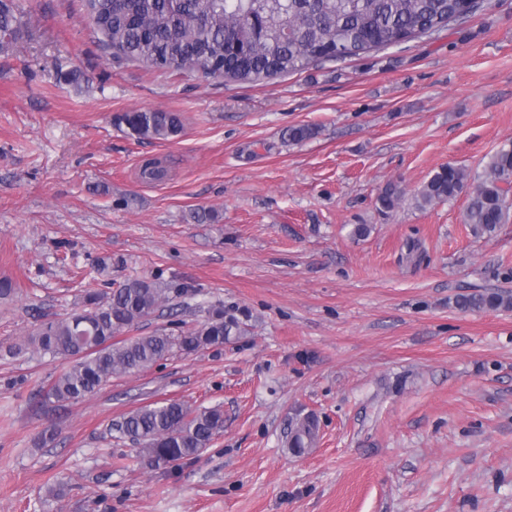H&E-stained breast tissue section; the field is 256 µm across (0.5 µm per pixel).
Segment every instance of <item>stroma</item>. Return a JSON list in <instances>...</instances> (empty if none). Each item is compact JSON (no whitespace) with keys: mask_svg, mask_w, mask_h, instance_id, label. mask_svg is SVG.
<instances>
[{"mask_svg":"<svg viewBox=\"0 0 512 512\" xmlns=\"http://www.w3.org/2000/svg\"><path fill=\"white\" fill-rule=\"evenodd\" d=\"M489 2L429 37L239 83L114 65L83 0H15L22 36L0 53V280L16 285L0 298V512H512V309L456 305L512 294V219L476 237L466 193L412 199L442 166L480 173L512 144V0ZM155 110L182 132L142 139L122 120ZM300 125L315 137L289 142ZM148 162L166 176L143 179ZM390 183L406 196L383 215ZM202 209L215 220L196 223ZM136 277L190 291L132 335L188 331L215 304L248 310L246 329L84 401L47 399L63 362L10 347L82 290ZM165 400L221 407L224 430L199 461L154 471L109 427ZM308 413L316 444L296 456L288 421ZM457 305L463 310L496 311L501 308H512V295L500 292H484L470 294L457 300Z\"/></svg>","mask_w":512,"mask_h":512,"instance_id":"obj_1","label":"stroma"}]
</instances>
